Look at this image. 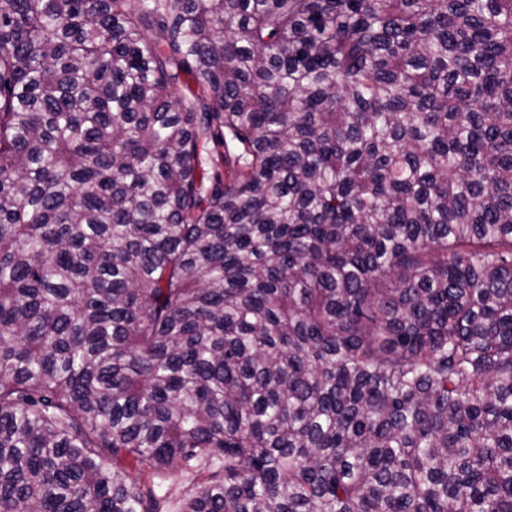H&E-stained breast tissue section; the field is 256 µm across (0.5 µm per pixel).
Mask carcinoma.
I'll list each match as a JSON object with an SVG mask.
<instances>
[{
	"instance_id": "carcinoma-1",
	"label": "carcinoma",
	"mask_w": 512,
	"mask_h": 512,
	"mask_svg": "<svg viewBox=\"0 0 512 512\" xmlns=\"http://www.w3.org/2000/svg\"><path fill=\"white\" fill-rule=\"evenodd\" d=\"M0 512H512V0H0Z\"/></svg>"
}]
</instances>
